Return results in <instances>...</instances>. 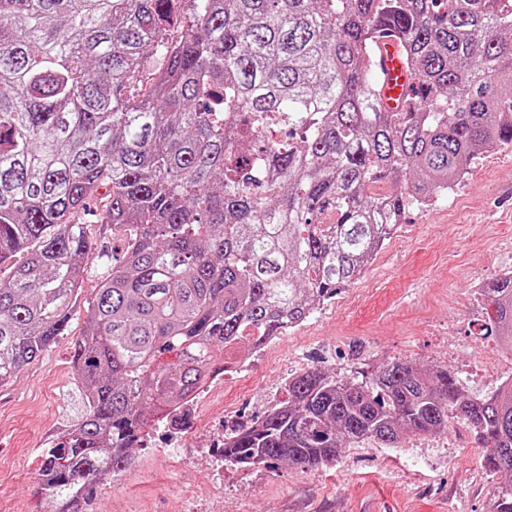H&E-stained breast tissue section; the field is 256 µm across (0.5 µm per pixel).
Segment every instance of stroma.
Instances as JSON below:
<instances>
[{
	"instance_id": "stroma-1",
	"label": "stroma",
	"mask_w": 512,
	"mask_h": 512,
	"mask_svg": "<svg viewBox=\"0 0 512 512\" xmlns=\"http://www.w3.org/2000/svg\"><path fill=\"white\" fill-rule=\"evenodd\" d=\"M512 266V149L478 154L462 187L429 209L407 210L371 268L286 336L254 368L203 401L182 455L151 429L134 465L99 486L94 512H496L506 477L485 470L464 425L384 448L366 439L336 466L220 464L212 448L229 420L259 416L285 396L283 373L321 368L347 379L386 360L454 373L484 397L512 378V354L481 335L476 280ZM83 320L10 385L0 387V512H42L36 493L50 431L69 413L72 343Z\"/></svg>"
}]
</instances>
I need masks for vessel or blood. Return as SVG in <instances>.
Listing matches in <instances>:
<instances>
[{"label":"vessel or blood","mask_w":512,"mask_h":512,"mask_svg":"<svg viewBox=\"0 0 512 512\" xmlns=\"http://www.w3.org/2000/svg\"><path fill=\"white\" fill-rule=\"evenodd\" d=\"M372 64L378 80L377 95L383 106L391 112L401 111L413 94L415 79L398 39L389 32H381L376 38Z\"/></svg>","instance_id":"vessel-or-blood-1"}]
</instances>
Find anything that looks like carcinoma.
<instances>
[{
    "label": "carcinoma",
    "mask_w": 512,
    "mask_h": 512,
    "mask_svg": "<svg viewBox=\"0 0 512 512\" xmlns=\"http://www.w3.org/2000/svg\"><path fill=\"white\" fill-rule=\"evenodd\" d=\"M0 0V386L66 335L75 410L49 446L47 512H86L104 470L210 372L306 322L360 278L406 210L478 153L512 148V0ZM400 35L416 103L387 111L368 65ZM275 115L288 137L267 139ZM112 266L90 295L97 240ZM482 328L512 352V273ZM176 361L156 363L157 354ZM224 434V459L322 467L457 421L512 475V383L448 369L315 368Z\"/></svg>",
    "instance_id": "carcinoma-1"
}]
</instances>
